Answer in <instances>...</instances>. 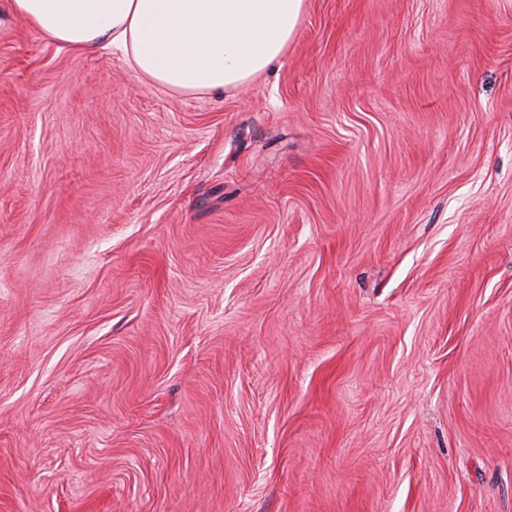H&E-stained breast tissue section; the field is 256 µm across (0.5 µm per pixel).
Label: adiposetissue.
<instances>
[{
	"label": "adipose tissue",
	"mask_w": 512,
	"mask_h": 512,
	"mask_svg": "<svg viewBox=\"0 0 512 512\" xmlns=\"http://www.w3.org/2000/svg\"><path fill=\"white\" fill-rule=\"evenodd\" d=\"M11 6L70 50L115 47L152 84L210 93L267 72L293 40L305 0H12Z\"/></svg>",
	"instance_id": "adipose-tissue-1"
}]
</instances>
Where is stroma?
<instances>
[{
	"mask_svg": "<svg viewBox=\"0 0 512 512\" xmlns=\"http://www.w3.org/2000/svg\"><path fill=\"white\" fill-rule=\"evenodd\" d=\"M0 512H512V0L204 94L0 0Z\"/></svg>",
	"mask_w": 512,
	"mask_h": 512,
	"instance_id": "1",
	"label": "stroma"
}]
</instances>
